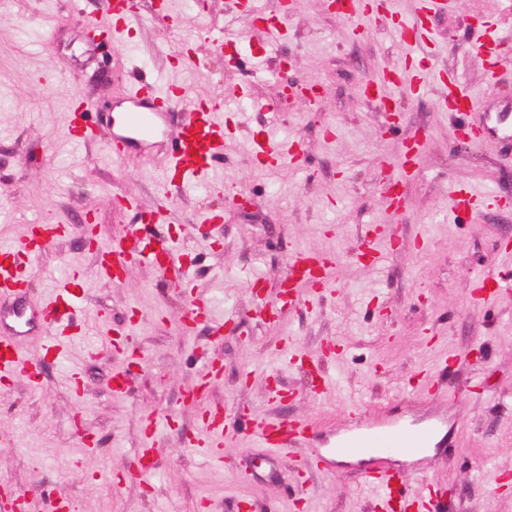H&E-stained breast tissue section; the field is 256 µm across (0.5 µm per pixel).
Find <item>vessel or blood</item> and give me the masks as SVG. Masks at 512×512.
<instances>
[{
    "instance_id": "obj_1",
    "label": "vessel or blood",
    "mask_w": 512,
    "mask_h": 512,
    "mask_svg": "<svg viewBox=\"0 0 512 512\" xmlns=\"http://www.w3.org/2000/svg\"><path fill=\"white\" fill-rule=\"evenodd\" d=\"M174 95L173 88L158 85L152 78L134 75L128 96L130 108L117 121L108 149L113 156L124 157L129 150L142 145H170L176 174L187 178L208 171L212 161L224 149V125L217 119L213 109L192 107L189 117L177 130H170L165 122ZM487 132L504 138H512V112H496L487 116ZM259 152L267 160L281 164L295 159L298 150L295 144L266 138ZM453 207L469 204L472 208L497 206V199L484 191L470 190L460 193L452 190ZM62 224H36L29 238L19 246H0V298L12 297L25 288L27 280L19 256L34 260L65 232ZM149 225H132L127 235L111 248L101 253L98 274L120 282L121 274L128 263L147 259L157 263L161 274L168 275L178 270L177 252L171 242L164 238L149 240ZM335 262L328 255H312L304 251L295 253L289 260V303L299 302L297 288L307 283L314 288H324L332 282ZM80 299L78 278L67 277L60 281L52 296L40 307L37 314H29L24 308L13 309L11 333L0 336V380L30 372L31 363L26 358L18 341L35 325L46 331L45 342L48 355L60 357L64 343L71 339L72 310ZM351 426L339 436L327 450H315L311 456L296 458V469L313 467L327 469L329 457L353 458L374 448L379 452L376 466L366 476V481L381 493V512H392L395 499H402L404 508H415L426 512L433 500L432 485L420 484L409 487L406 476L396 472L389 464L390 456L417 457L435 447L441 427L435 423L411 425L401 423L389 416L373 422L363 421L358 412L350 414ZM202 432L211 438L219 434L248 433L254 436L261 447L276 452L288 443H309L314 436V426L308 421L283 422L267 417L244 416L232 425L211 414L202 417Z\"/></svg>"
}]
</instances>
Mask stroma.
Listing matches in <instances>:
<instances>
[{
    "instance_id": "stroma-1",
    "label": "stroma",
    "mask_w": 512,
    "mask_h": 512,
    "mask_svg": "<svg viewBox=\"0 0 512 512\" xmlns=\"http://www.w3.org/2000/svg\"><path fill=\"white\" fill-rule=\"evenodd\" d=\"M447 2L424 16L420 0H385L381 14L351 20L327 0H137L107 52L83 34L89 16L111 25L101 0H0V245L20 244L34 224L68 226L33 264L28 311L63 277L84 279L75 310L83 331L63 360L49 361L32 330L20 343L37 380L0 385L1 508L20 492L27 512H50L59 493L70 512H241L244 503L253 512H376L363 477L372 460L305 476L292 450L271 454L249 437H214L224 451L214 464L192 444L207 410L305 418L322 441L345 431L354 406L367 419L384 410L413 424L446 417L433 453L395 458L394 468L410 485L441 489L448 512H512V285L472 296L478 276L512 282V139L464 143L441 107L452 79L479 98L472 124L512 99V0ZM266 16L285 18V38L264 32ZM419 16L430 41L414 47L396 26ZM227 29L240 41L223 52L216 38ZM259 54L261 71L252 66ZM135 67L182 88L169 127L189 101L217 106L224 152L187 185L164 183L165 150L134 148L119 160L107 150ZM393 72L399 84H387ZM369 79L396 117L365 96ZM73 100L102 112L96 142L69 140ZM270 113L278 135L301 148L300 162L275 171L253 149ZM415 139L417 172L403 181L393 164ZM470 185L504 206L453 212L451 190ZM121 196L165 207L160 231L190 268L184 287L147 263L118 286L96 274V246L136 221ZM367 241L383 251L381 264L359 259ZM299 250L335 256V282L290 306L281 282ZM198 298L213 316L183 331ZM230 313L232 328L223 324ZM126 326L135 366L102 344ZM443 363L454 394L437 401L429 391ZM207 364L222 376L201 405L191 394ZM118 373L121 394L111 389ZM139 448L152 451L145 478L127 470Z\"/></svg>"
}]
</instances>
